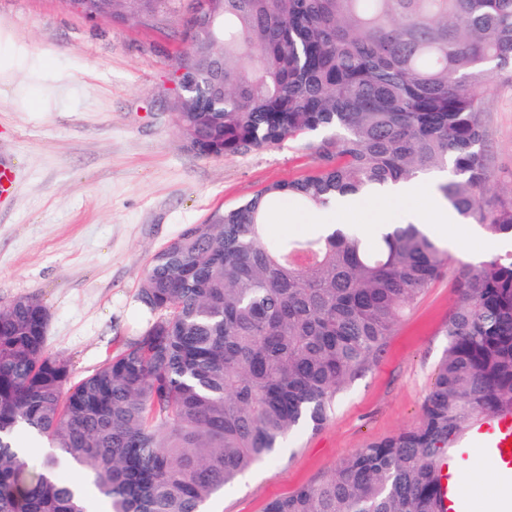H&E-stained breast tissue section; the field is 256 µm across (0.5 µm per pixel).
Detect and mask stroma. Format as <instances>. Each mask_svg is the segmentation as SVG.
<instances>
[{
  "mask_svg": "<svg viewBox=\"0 0 512 512\" xmlns=\"http://www.w3.org/2000/svg\"><path fill=\"white\" fill-rule=\"evenodd\" d=\"M191 0L143 27L90 20L64 0H0V163L15 174L0 198V304L38 297L50 312L47 349L65 356L73 381L97 370L155 319L138 300L153 254L218 207L233 208L318 160L306 140L203 157L177 125V59ZM496 193L512 199V76L487 103ZM407 310L376 362L336 398L319 430L292 433L277 460L243 474L203 512H264L273 499L329 475L357 448L414 427L448 347L458 272L512 252L487 239L459 245ZM451 471L481 485L465 512H488L506 488L482 442L452 455Z\"/></svg>",
  "mask_w": 512,
  "mask_h": 512,
  "instance_id": "obj_1",
  "label": "stroma"
}]
</instances>
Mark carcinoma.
<instances>
[{"label": "carcinoma", "instance_id": "1", "mask_svg": "<svg viewBox=\"0 0 512 512\" xmlns=\"http://www.w3.org/2000/svg\"><path fill=\"white\" fill-rule=\"evenodd\" d=\"M178 68L202 74L181 127L206 157L313 134L316 170L213 211L156 252L138 293L159 313L94 373L46 347L50 314L0 305V512H90L58 461L81 468L112 512H200L282 441L322 426L376 360L405 310L440 277L446 248L419 224L367 237L343 224L268 238L288 205L452 168L437 186L465 220L512 237V202L489 196L486 99L512 71V0H214ZM160 4L135 5L156 23ZM224 81V103L210 87ZM448 348L420 423L372 440L326 478L266 512H448V450L471 426L512 414V253L458 276ZM22 434L61 458L35 467Z\"/></svg>", "mask_w": 512, "mask_h": 512}]
</instances>
